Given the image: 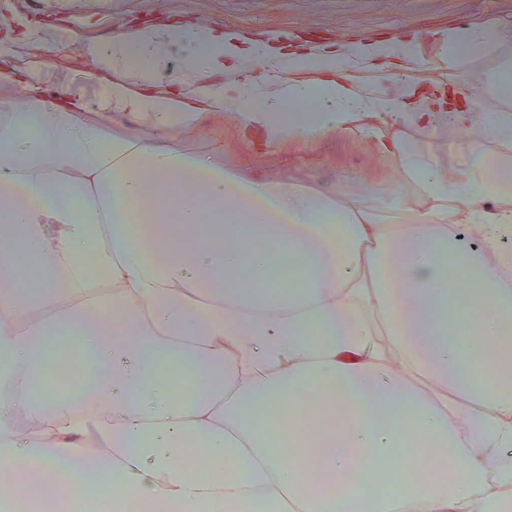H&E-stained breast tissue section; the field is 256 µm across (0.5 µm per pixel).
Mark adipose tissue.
<instances>
[{
  "mask_svg": "<svg viewBox=\"0 0 512 512\" xmlns=\"http://www.w3.org/2000/svg\"><path fill=\"white\" fill-rule=\"evenodd\" d=\"M289 58L203 23L0 45V468L47 508L90 482L164 512H494L512 489V27L455 23ZM389 68L393 89L357 79ZM99 87L90 98L85 87ZM272 145L328 136L375 164L325 184L228 157L212 119ZM199 142L197 150L179 142ZM387 181L388 196L375 186ZM475 225L466 245L460 226ZM27 255L37 289L12 272ZM107 275L100 292L84 264ZM298 262L303 290L268 273ZM458 280L472 282L464 296ZM383 325L388 344L376 343ZM93 356L60 395L37 383L49 333ZM200 388L171 396L169 368ZM340 383L321 419L262 411ZM201 455L188 460V443ZM234 479L224 476L226 461ZM368 470L379 492L344 477ZM417 469L431 481H413Z\"/></svg>",
  "mask_w": 512,
  "mask_h": 512,
  "instance_id": "obj_1",
  "label": "adipose tissue"
}]
</instances>
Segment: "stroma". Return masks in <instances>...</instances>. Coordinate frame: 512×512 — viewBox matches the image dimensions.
Instances as JSON below:
<instances>
[{
    "mask_svg": "<svg viewBox=\"0 0 512 512\" xmlns=\"http://www.w3.org/2000/svg\"><path fill=\"white\" fill-rule=\"evenodd\" d=\"M111 26L127 29L193 18L224 27L255 41L280 42L282 48L304 42L305 34H323L324 44L367 37H392L410 29L426 34L453 22L512 24V0H110ZM227 148L263 170L296 167L324 180L369 165L368 156L344 139L328 137L303 149L272 148L263 131L234 130L227 116Z\"/></svg>",
    "mask_w": 512,
    "mask_h": 512,
    "instance_id": "obj_1",
    "label": "stroma"
}]
</instances>
